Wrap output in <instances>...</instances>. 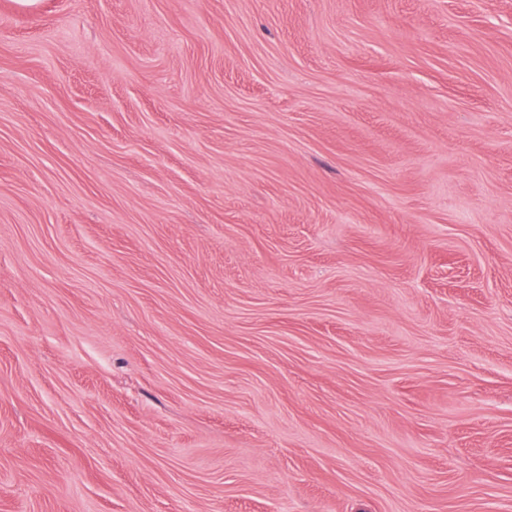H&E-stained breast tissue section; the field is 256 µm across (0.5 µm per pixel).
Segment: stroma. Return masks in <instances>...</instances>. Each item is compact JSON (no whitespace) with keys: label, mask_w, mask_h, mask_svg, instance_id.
Wrapping results in <instances>:
<instances>
[{"label":"stroma","mask_w":512,"mask_h":512,"mask_svg":"<svg viewBox=\"0 0 512 512\" xmlns=\"http://www.w3.org/2000/svg\"><path fill=\"white\" fill-rule=\"evenodd\" d=\"M0 512H512V0H0Z\"/></svg>","instance_id":"obj_1"}]
</instances>
